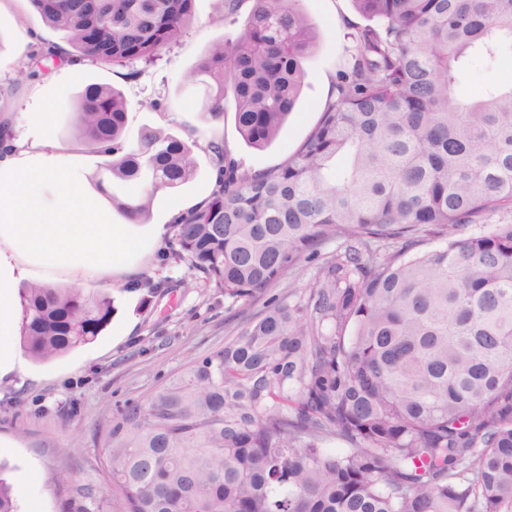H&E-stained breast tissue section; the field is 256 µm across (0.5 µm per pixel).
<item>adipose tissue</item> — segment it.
<instances>
[{
    "label": "adipose tissue",
    "mask_w": 512,
    "mask_h": 512,
    "mask_svg": "<svg viewBox=\"0 0 512 512\" xmlns=\"http://www.w3.org/2000/svg\"><path fill=\"white\" fill-rule=\"evenodd\" d=\"M52 115L32 112L34 137L0 160V381L24 373L16 337L17 285L51 270L76 282H101L131 271L128 225L112 221L86 177L69 164L65 148L50 132ZM56 191L48 204L43 190Z\"/></svg>",
    "instance_id": "1"
}]
</instances>
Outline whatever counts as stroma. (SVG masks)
Returning <instances> with one entry per match:
<instances>
[{"label": "stroma", "instance_id": "1", "mask_svg": "<svg viewBox=\"0 0 512 512\" xmlns=\"http://www.w3.org/2000/svg\"><path fill=\"white\" fill-rule=\"evenodd\" d=\"M301 6L317 22L321 39L306 63L305 84L294 112L277 139L257 150L243 142L233 110H226L220 123L207 119L202 93L190 79L200 58L231 32L224 23L222 0H195L194 18L179 42L135 79L128 78L127 68L92 64L75 74L57 68L49 76L26 78L23 69L29 55L48 44H63L64 39L42 22L29 0H0V89H16L10 98L0 99V110L16 140L28 135L29 113H52L51 134L66 146L75 165L93 173L98 159L76 140L70 123L83 87L101 83L122 92L129 139H136L143 127L161 128L196 142L198 162L193 179L158 194L148 222L134 225V234L141 238L130 255L134 270L113 276L108 286L115 306L111 325L94 341L52 362H27L22 377L0 385V461L8 466L6 479L25 491L19 500L22 512H79L83 507L89 512H116L95 438L113 409L128 399L147 400L189 359L222 347L264 310L270 297L308 288L323 260L338 248V241L326 242L316 255L303 257L269 295L243 307L194 279L184 261L165 252L163 239L151 235L153 225L170 224L174 213L192 209L210 195L216 162L205 148L207 135L223 138L244 168L258 170L281 164L317 124L339 66L350 56L347 34L365 20L352 0H301ZM29 34L33 42L23 44V36ZM501 74L512 75V50L492 62L472 60L458 93L472 95ZM154 101L159 109H151ZM147 278L167 281L168 287L148 296L141 287ZM78 434L85 446L73 455L66 444ZM62 470L70 472L69 482L57 481ZM90 485L99 493L92 506L82 496Z\"/></svg>", "mask_w": 512, "mask_h": 512}]
</instances>
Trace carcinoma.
Listing matches in <instances>:
<instances>
[{"label":"carcinoma","mask_w":512,"mask_h":512,"mask_svg":"<svg viewBox=\"0 0 512 512\" xmlns=\"http://www.w3.org/2000/svg\"><path fill=\"white\" fill-rule=\"evenodd\" d=\"M30 0L69 54L154 66L193 0ZM190 74L211 120L232 98L244 143L270 145L319 40L300 0H251ZM336 97L274 169L223 139L209 197L174 217L168 249L216 291L270 292L331 239L310 288L277 298L147 401L112 411L102 468L117 512H512V83L461 100L471 59L512 45V0H354ZM115 88L78 95L92 180L143 222L196 174L193 145L125 137ZM424 235L441 240L417 250ZM20 342L36 363L96 339L112 294L32 282ZM346 445L341 453L326 448ZM0 464V512H19Z\"/></svg>","instance_id":"carcinoma-1"}]
</instances>
